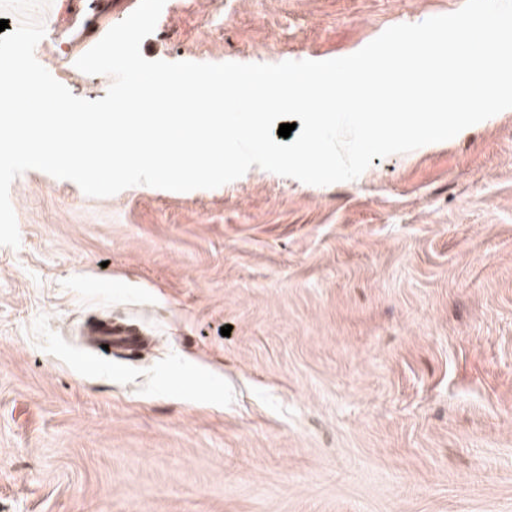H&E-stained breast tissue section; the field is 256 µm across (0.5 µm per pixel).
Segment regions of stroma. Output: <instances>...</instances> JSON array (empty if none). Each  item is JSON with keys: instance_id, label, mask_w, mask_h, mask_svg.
<instances>
[{"instance_id": "obj_1", "label": "stroma", "mask_w": 512, "mask_h": 512, "mask_svg": "<svg viewBox=\"0 0 512 512\" xmlns=\"http://www.w3.org/2000/svg\"><path fill=\"white\" fill-rule=\"evenodd\" d=\"M138 2L48 0L36 59L104 97L70 60ZM464 4L166 0L141 52L334 59ZM9 197L0 512H512V109L327 186ZM105 314L152 352L88 350Z\"/></svg>"}]
</instances>
